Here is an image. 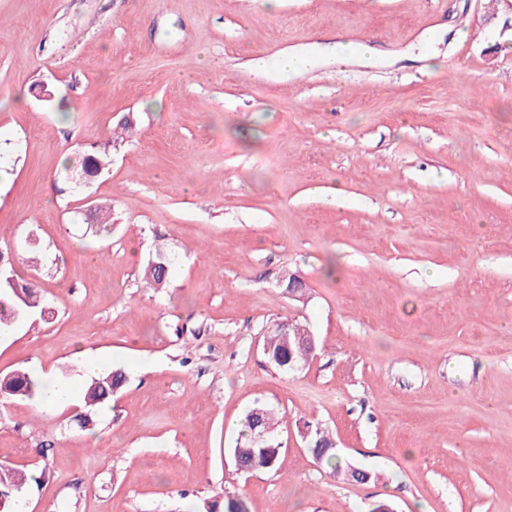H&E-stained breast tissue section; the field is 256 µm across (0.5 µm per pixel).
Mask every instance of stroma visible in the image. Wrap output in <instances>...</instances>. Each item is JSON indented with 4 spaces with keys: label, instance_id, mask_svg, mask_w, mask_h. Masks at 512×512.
<instances>
[{
    "label": "stroma",
    "instance_id": "obj_1",
    "mask_svg": "<svg viewBox=\"0 0 512 512\" xmlns=\"http://www.w3.org/2000/svg\"><path fill=\"white\" fill-rule=\"evenodd\" d=\"M339 40L379 55L336 71ZM0 268L46 301L0 377L82 388L86 353L127 376L90 430L77 400L0 403L30 512H512V0H0ZM277 320L317 341L299 371L263 354ZM259 405L278 466L245 474ZM170 260H173V258L167 250L158 246L154 258L143 271L142 280L146 288H152L156 292L168 288ZM315 438L311 441V452L315 456L316 460L320 464L330 465L331 468L334 469L336 474L341 472V467L338 462H336V448L332 447L331 438L324 433L318 432V429L315 430Z\"/></svg>",
    "mask_w": 512,
    "mask_h": 512
}]
</instances>
